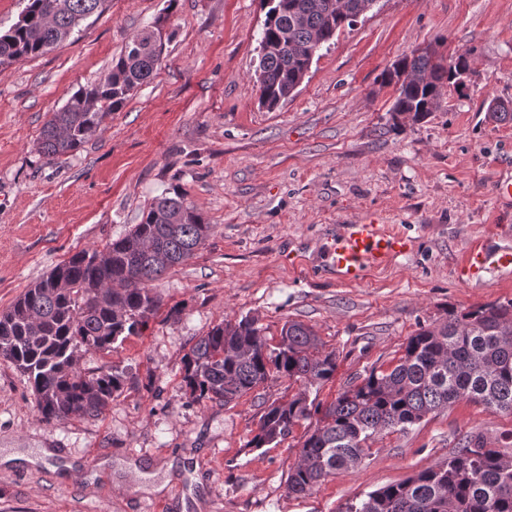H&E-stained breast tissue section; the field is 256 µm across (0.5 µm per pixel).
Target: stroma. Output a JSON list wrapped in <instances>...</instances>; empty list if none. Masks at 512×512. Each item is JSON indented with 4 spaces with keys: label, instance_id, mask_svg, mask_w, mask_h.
<instances>
[{
    "label": "stroma",
    "instance_id": "1",
    "mask_svg": "<svg viewBox=\"0 0 512 512\" xmlns=\"http://www.w3.org/2000/svg\"><path fill=\"white\" fill-rule=\"evenodd\" d=\"M164 11L171 38L154 79L77 151L45 163L51 113L103 80L130 34ZM265 12L263 0H110L47 53L0 66V312L74 253L125 235L166 190L213 226L155 281L162 307L142 335L107 357L79 353L82 368L127 373L102 415L42 422L23 377L0 362V451H54L34 468L0 466V512H343L442 466L467 436L512 452V414L467 400L376 436L356 467L301 497L287 479L304 427L246 449L266 403L302 390L329 403L391 367L448 308L512 300V270L460 272L473 240L512 247V199L495 189L512 179V123L486 116L491 100H512V0H376L272 111L254 86ZM430 45L470 53L471 80L424 121L392 129L394 90L380 75ZM366 215L412 247L346 284L329 238ZM244 315L273 344L286 321L309 326L336 353L333 378L308 389L274 378L226 405L193 402L184 355Z\"/></svg>",
    "mask_w": 512,
    "mask_h": 512
}]
</instances>
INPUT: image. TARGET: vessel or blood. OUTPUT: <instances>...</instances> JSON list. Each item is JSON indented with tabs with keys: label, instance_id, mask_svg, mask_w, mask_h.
Wrapping results in <instances>:
<instances>
[{
	"label": "vessel or blood",
	"instance_id": "vessel-or-blood-1",
	"mask_svg": "<svg viewBox=\"0 0 512 512\" xmlns=\"http://www.w3.org/2000/svg\"><path fill=\"white\" fill-rule=\"evenodd\" d=\"M410 240L404 234L385 229L371 217L341 225L329 249L332 265L339 279L346 283L361 282L370 269L388 263L408 251ZM512 267V249L489 250L482 243L466 251L461 271L474 277L491 268Z\"/></svg>",
	"mask_w": 512,
	"mask_h": 512
}]
</instances>
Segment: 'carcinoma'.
<instances>
[{"mask_svg": "<svg viewBox=\"0 0 512 512\" xmlns=\"http://www.w3.org/2000/svg\"><path fill=\"white\" fill-rule=\"evenodd\" d=\"M108 0H27L19 20L0 34V65L36 57L102 13ZM267 11L255 76L258 102L273 110L292 94L320 48L346 26L345 14L374 0H264ZM150 31L133 34L108 76L71 95L42 128L38 152L48 163L78 150L100 129L103 109L121 108L157 74L160 58ZM471 73L469 53L448 58L432 46L396 60L382 75L394 86L393 127L419 123L436 111L445 88ZM212 225L178 190L152 200L140 223L103 250H82L56 265L0 313V360L26 377L36 410L47 423L78 414L97 417L124 388L122 369L86 371L79 351L109 354L139 336L161 306L152 282L193 257ZM183 382L192 401L228 404L277 376L313 386L336 372V355L316 334L287 321L270 346L257 320H224L184 355ZM512 413V300L464 311L451 308L435 326L407 341L389 371L362 381L323 405L304 392L274 400L263 411L251 449L277 445L302 422L300 462L288 473L290 495H306L327 477L355 467L374 435L405 431L428 414L462 400ZM345 512H512V454L487 446L481 434L438 468L387 485Z\"/></svg>", "mask_w": 512, "mask_h": 512, "instance_id": "cac0c4a2", "label": "carcinoma"}]
</instances>
